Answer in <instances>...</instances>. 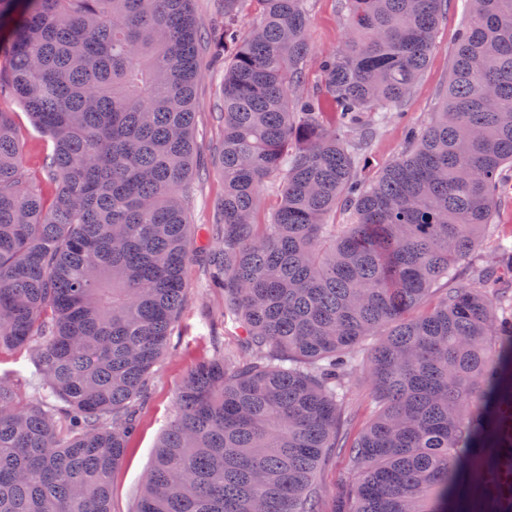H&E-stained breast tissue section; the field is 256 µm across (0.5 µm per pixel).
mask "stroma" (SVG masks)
I'll use <instances>...</instances> for the list:
<instances>
[{
    "mask_svg": "<svg viewBox=\"0 0 512 512\" xmlns=\"http://www.w3.org/2000/svg\"><path fill=\"white\" fill-rule=\"evenodd\" d=\"M465 0H448L434 31L435 48L428 63L404 104L388 121L373 130L361 155L362 175L376 176L403 150L408 129H423L430 112L439 107L448 84L457 35L465 21ZM340 0H311L306 32L310 46L307 88L320 84L318 61L344 41L346 28ZM224 66L214 63L205 69L194 87L196 103L195 146L200 158V173L192 178L189 203L190 220L207 224L212 220L215 202L224 195V178L213 161L212 147L222 139L217 122L222 110ZM0 110L11 113L19 131L20 147L29 171H36L52 143L32 123L19 103L5 93L0 95ZM188 275V291L183 312L172 329L165 355L153 369L152 384L140 414L141 428L130 443L122 464L112 474V512H135L144 473L153 461L155 445L168 428L175 408L178 388L195 364L211 348L213 337L223 342L236 340L232 322L217 316L223 299L213 297L205 287L204 265L193 255Z\"/></svg>",
    "mask_w": 512,
    "mask_h": 512,
    "instance_id": "stroma-1",
    "label": "stroma"
}]
</instances>
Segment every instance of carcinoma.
I'll return each mask as SVG.
<instances>
[{"label": "carcinoma", "instance_id": "cac0c4a2", "mask_svg": "<svg viewBox=\"0 0 512 512\" xmlns=\"http://www.w3.org/2000/svg\"><path fill=\"white\" fill-rule=\"evenodd\" d=\"M191 2L0 0V90L53 141L55 186L31 188L0 111V353L33 366L0 376V512H112L189 288L206 52L224 57L207 287L240 332L185 379L136 512H326L316 472L336 448L353 483L335 512H512V244L465 266L512 208V0H467L442 104L367 183L344 131L405 100L447 0H344L312 94L310 0H222L205 34ZM362 373L371 417L349 436Z\"/></svg>", "mask_w": 512, "mask_h": 512}]
</instances>
